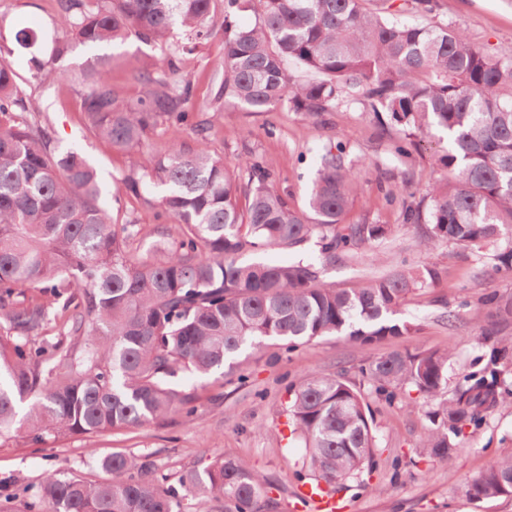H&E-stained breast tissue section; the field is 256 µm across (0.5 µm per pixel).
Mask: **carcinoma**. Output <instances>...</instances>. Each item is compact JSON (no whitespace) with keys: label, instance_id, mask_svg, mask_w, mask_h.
Here are the masks:
<instances>
[{"label":"carcinoma","instance_id":"carcinoma-1","mask_svg":"<svg viewBox=\"0 0 512 512\" xmlns=\"http://www.w3.org/2000/svg\"><path fill=\"white\" fill-rule=\"evenodd\" d=\"M251 0H224V69L213 101L251 112L280 103L319 119L342 102L357 101L378 124L400 127V156L422 135L444 134L435 155L441 177L428 203L402 202L401 220L421 230L422 245L440 242L475 260L512 272V55L470 43L459 28L424 26L371 11L364 0H258L261 21L241 27ZM428 16L437 0H405ZM214 0H59L61 34L48 60L29 59L39 84L66 83L80 96L86 126L112 148L134 154L164 125H189L193 150L175 144L114 182L178 230L161 260L133 259L127 242L137 225L116 224L103 203L95 166L78 150L56 144L50 120L16 81L14 64L0 58V436L98 435L189 418L196 396L179 383L207 377L247 348L282 344L295 349L322 336L368 346L408 336L396 318L408 295L439 278L436 268L401 269L358 290L320 280L312 263H246L245 250L297 248L318 237L325 262L386 238V224H345L359 192L342 151L324 148L306 206L280 192L274 173L248 166V204L224 159L209 149L213 123L195 112V85L179 63L216 32ZM185 41L168 43L175 27ZM134 33L166 47L165 56L138 73L145 90L135 100L112 84V56L97 55L75 70L58 67L74 44L109 45ZM31 26L14 40L29 49ZM312 74L295 82L286 65ZM481 335L512 322V293L485 294ZM61 321L59 337L41 336ZM454 352L393 351L360 368L361 384L346 373L310 374L289 386L287 446L303 450L312 482L357 476L376 448L373 411L361 386L390 404L415 392L431 427L420 447L438 459L459 447L465 429L478 428L512 403V346L492 348L483 367L448 386ZM37 396L25 419L20 405ZM99 464L110 478L45 476L32 512H176L195 492L224 512H259L268 481L229 457L215 458L178 484L164 485L147 458L121 453ZM473 501L512 497V456L473 476Z\"/></svg>","mask_w":512,"mask_h":512}]
</instances>
